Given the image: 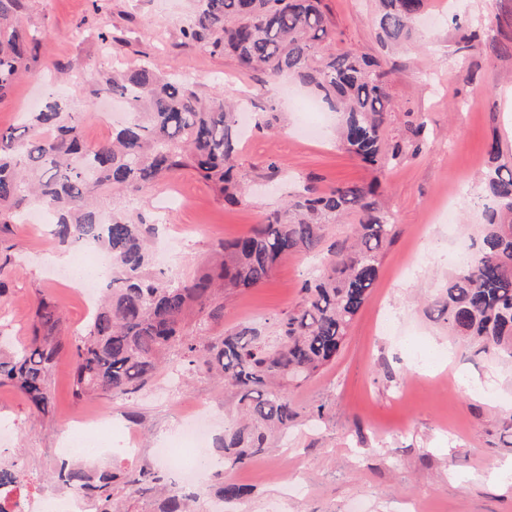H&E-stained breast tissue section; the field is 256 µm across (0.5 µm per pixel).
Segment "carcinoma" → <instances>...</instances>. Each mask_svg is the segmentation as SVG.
Instances as JSON below:
<instances>
[{"label": "carcinoma", "instance_id": "carcinoma-1", "mask_svg": "<svg viewBox=\"0 0 512 512\" xmlns=\"http://www.w3.org/2000/svg\"><path fill=\"white\" fill-rule=\"evenodd\" d=\"M195 2L182 29L185 40L212 54H229L241 68L260 70L272 82L289 74L315 87L343 114L340 137L365 166H393L407 148L416 154L426 144L423 122L411 145L386 141L391 104L377 60L349 50L318 54L319 43L332 37L321 0ZM378 2L382 46L408 39L423 0ZM26 10V0H0V98L38 60L40 35L24 26ZM93 94L124 100L130 113L103 143H85L82 113L55 92L30 113L23 132L0 129V232L20 222L36 200L60 243L86 241L111 259L105 295L74 345L75 399L95 393L125 398L140 391L174 347L189 375L215 379L236 393L243 420L225 429L216 444L222 469L214 477L220 480L217 496L237 502L246 490L224 481L223 470L262 455L269 433H286L294 424L298 413L280 381L304 379L339 356L398 225L379 206L371 185L352 183L329 192L310 186L285 208L267 213L250 233L215 243L204 273L192 279L154 275L149 244L156 221L123 211L103 224L93 202L112 193H143L187 170L213 183L227 203H239L235 104L220 91L203 96L150 62L112 68ZM486 150L496 165L482 175L487 203L481 246L448 275L436 304L448 335L512 361V165L499 162L498 140ZM349 214L356 217L352 233L329 246L320 274L302 287L298 309L277 317L275 339L251 325L210 335L224 320V290L266 283L281 260L316 250L326 226ZM62 330L57 307L42 298L28 343L8 354L0 351V384L11 383L44 414L54 408L51 373L65 347ZM29 479L21 464L0 459V497L23 492ZM56 483L96 502V512H121L128 494L151 498L153 512H192L197 499L162 484L149 467L123 476L75 461L59 469Z\"/></svg>", "mask_w": 512, "mask_h": 512}]
</instances>
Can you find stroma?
Returning a JSON list of instances; mask_svg holds the SVG:
<instances>
[{
	"instance_id": "1",
	"label": "stroma",
	"mask_w": 512,
	"mask_h": 512,
	"mask_svg": "<svg viewBox=\"0 0 512 512\" xmlns=\"http://www.w3.org/2000/svg\"><path fill=\"white\" fill-rule=\"evenodd\" d=\"M25 22L46 31L32 76L0 97V128L23 125L53 89L84 113L83 137L95 145L111 126L89 112L102 71L142 59L189 73L204 94L223 91L264 119L273 102L271 128L250 129L238 145L237 167L246 200L229 206L215 186L185 171L134 200L107 198L103 219L130 210L162 215L161 231L173 240L163 264L167 274L191 278L208 265L218 240L249 233L266 213L282 207L309 185L377 183L378 199L400 233L380 256L379 276L347 331L336 360L285 392L298 412L287 435L273 436L262 455L225 471L226 481L248 489L240 512H512V363L455 341L433 309L461 252L480 245L477 197L480 173L490 166L486 145L499 140L512 156V0H424L413 35L393 51L377 40L374 0H323L333 32L326 53L352 50L381 58L391 110L388 139L408 142L419 121L430 140L399 164L368 169L336 139L337 112L318 109V139L299 135V101L316 92L291 78L269 85L259 72H245L229 55L210 54L184 43L180 28L194 0H27ZM478 35L472 48L458 45V26ZM120 37L106 51L96 35ZM11 262L0 281V335L13 343L32 334L39 299L54 302L67 338L76 337L89 315L74 288L55 280L43 262L55 244L26 224L5 236ZM319 252L281 261L268 282L237 291L224 301V320L212 335L242 324L275 335V319L297 307L305 280L317 274ZM148 386L129 398L72 395L74 358L63 353L52 370L56 401L50 417L35 412L12 385H0V454L29 471L30 494L49 489L47 476L61 461L59 436L78 416L102 414L109 426L80 434L94 449L92 464L128 470L157 466L158 443L172 448L177 482L189 442L169 405L172 391L183 408L200 401L210 411V436L218 438L238 408L233 391L194 377L172 387L181 368L178 353ZM324 405L322 420L309 410ZM308 491L296 495L295 483Z\"/></svg>"
}]
</instances>
